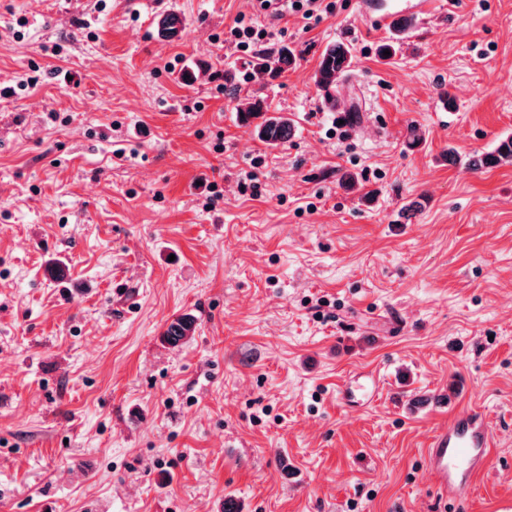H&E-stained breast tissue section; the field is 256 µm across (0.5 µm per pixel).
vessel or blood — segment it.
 I'll list each match as a JSON object with an SVG mask.
<instances>
[{"instance_id":"1","label":"vessel or blood","mask_w":512,"mask_h":512,"mask_svg":"<svg viewBox=\"0 0 512 512\" xmlns=\"http://www.w3.org/2000/svg\"><path fill=\"white\" fill-rule=\"evenodd\" d=\"M443 2L457 11L470 0H358L359 22L382 29L400 19L426 18ZM490 446V421L479 407L457 411L448 426L433 433L424 462L441 501H466L474 478L488 465Z\"/></svg>"}]
</instances>
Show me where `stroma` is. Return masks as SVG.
I'll return each instance as SVG.
<instances>
[{
	"label": "stroma",
	"mask_w": 512,
	"mask_h": 512,
	"mask_svg": "<svg viewBox=\"0 0 512 512\" xmlns=\"http://www.w3.org/2000/svg\"><path fill=\"white\" fill-rule=\"evenodd\" d=\"M161 2L0 0V512H446L424 451L475 403L493 448L461 512H501L512 164L464 161L512 136V0L415 21L387 59L356 0L309 24ZM242 13L286 29L295 65L246 74ZM332 42L353 49L336 99L355 125L314 84ZM254 100L288 143L238 122ZM371 377L379 398L342 399ZM237 116L241 125L253 127L258 139L276 147L288 142L294 131V125L288 117L269 113L261 101L237 105ZM195 330V319L189 314L175 317L162 334L164 341L171 346L182 344Z\"/></svg>",
	"instance_id": "obj_1"
}]
</instances>
